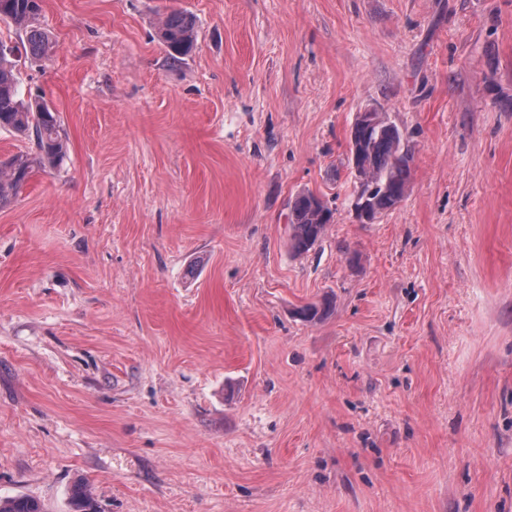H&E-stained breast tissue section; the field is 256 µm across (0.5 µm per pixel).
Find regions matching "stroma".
I'll return each instance as SVG.
<instances>
[{"label": "stroma", "instance_id": "35a3bbf8", "mask_svg": "<svg viewBox=\"0 0 512 512\" xmlns=\"http://www.w3.org/2000/svg\"><path fill=\"white\" fill-rule=\"evenodd\" d=\"M37 24L19 92L68 153L0 209V497L512 512V0H43ZM368 108L412 157L372 224ZM302 191L334 216L296 257ZM160 39L169 52V58L178 62L188 55L196 42V30L192 17L180 9H171L160 30Z\"/></svg>", "mask_w": 512, "mask_h": 512}]
</instances>
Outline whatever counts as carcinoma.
Segmentation results:
<instances>
[{"label": "carcinoma", "mask_w": 512, "mask_h": 512, "mask_svg": "<svg viewBox=\"0 0 512 512\" xmlns=\"http://www.w3.org/2000/svg\"><path fill=\"white\" fill-rule=\"evenodd\" d=\"M42 10V0H0V20L11 22L25 34L21 45L9 46L0 41V129L9 130L34 142L31 151H20L0 159V209L12 203L38 173L57 167L67 153L61 117L41 97L24 101L19 98L17 58L49 54L51 44L44 32L32 26ZM160 39L173 62L188 55L196 42L192 17L172 9L165 17ZM350 141L366 146V165L358 177L359 187L368 195L374 216L394 209L407 194L411 168L403 154L398 129L381 135L368 134L355 127ZM288 237L291 252L307 254L321 240L331 221V211L313 195L297 194L288 205ZM72 512H99L91 492L83 483L73 486L70 495ZM0 512H42L39 503L19 496L0 499Z\"/></svg>", "instance_id": "cac0c4a2"}]
</instances>
